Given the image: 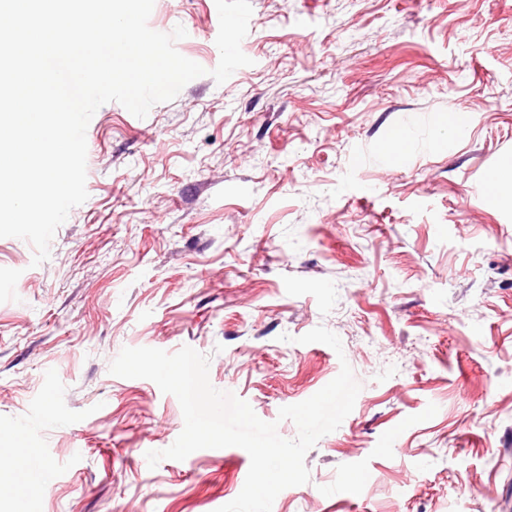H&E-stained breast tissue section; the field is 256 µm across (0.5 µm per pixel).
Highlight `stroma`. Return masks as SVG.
<instances>
[{
	"instance_id": "stroma-1",
	"label": "stroma",
	"mask_w": 512,
	"mask_h": 512,
	"mask_svg": "<svg viewBox=\"0 0 512 512\" xmlns=\"http://www.w3.org/2000/svg\"><path fill=\"white\" fill-rule=\"evenodd\" d=\"M224 83L215 0H155L205 68L140 119L102 105L87 200L50 257L0 238V427L51 482L0 512H216L239 447L149 468L184 420L125 347L210 358L277 422L349 363L362 389L272 512H512V0H251ZM468 113L461 138L448 116ZM409 131L405 159L381 156ZM342 352L299 343L318 326ZM488 194L491 201L495 204H512V180L506 182L502 174L497 171H491L487 175Z\"/></svg>"
}]
</instances>
